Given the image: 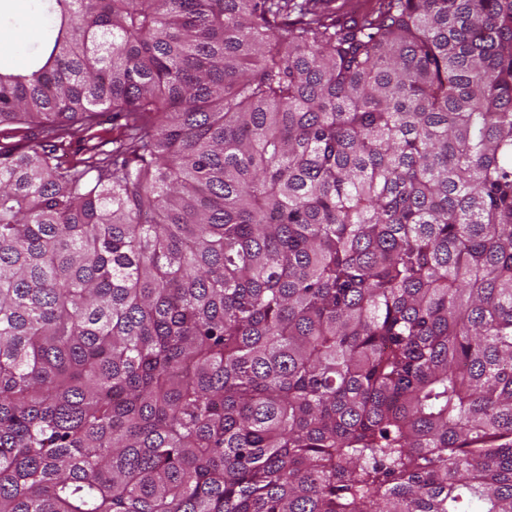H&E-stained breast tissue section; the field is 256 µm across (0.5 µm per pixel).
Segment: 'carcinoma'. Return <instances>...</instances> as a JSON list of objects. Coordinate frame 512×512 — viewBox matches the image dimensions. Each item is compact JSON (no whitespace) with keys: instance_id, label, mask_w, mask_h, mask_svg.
Instances as JSON below:
<instances>
[{"instance_id":"carcinoma-1","label":"carcinoma","mask_w":512,"mask_h":512,"mask_svg":"<svg viewBox=\"0 0 512 512\" xmlns=\"http://www.w3.org/2000/svg\"><path fill=\"white\" fill-rule=\"evenodd\" d=\"M49 2L0 512H512V0Z\"/></svg>"}]
</instances>
